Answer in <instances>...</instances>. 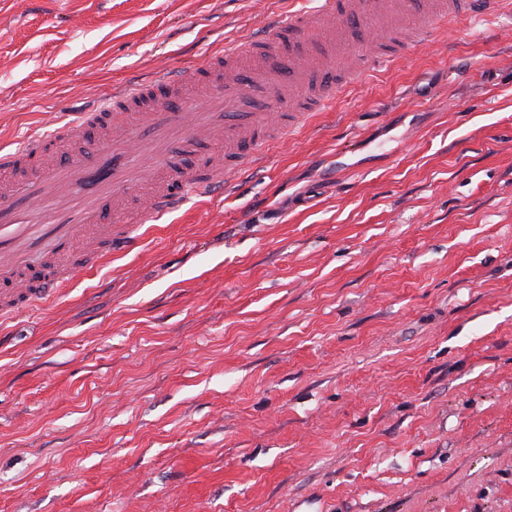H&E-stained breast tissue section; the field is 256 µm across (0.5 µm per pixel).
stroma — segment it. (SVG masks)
<instances>
[{
	"mask_svg": "<svg viewBox=\"0 0 512 512\" xmlns=\"http://www.w3.org/2000/svg\"><path fill=\"white\" fill-rule=\"evenodd\" d=\"M281 0H0V148ZM512 10L456 20L0 325V512H512Z\"/></svg>",
	"mask_w": 512,
	"mask_h": 512,
	"instance_id": "obj_1",
	"label": "stroma"
}]
</instances>
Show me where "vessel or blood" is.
Returning <instances> with one entry per match:
<instances>
[{
	"instance_id": "obj_1",
	"label": "vessel or blood",
	"mask_w": 512,
	"mask_h": 512,
	"mask_svg": "<svg viewBox=\"0 0 512 512\" xmlns=\"http://www.w3.org/2000/svg\"><path fill=\"white\" fill-rule=\"evenodd\" d=\"M505 2L319 0L312 12L289 8L187 75L130 83L70 121L53 116L52 131L0 152V321L132 245L146 219L226 185L299 118L368 74L374 58L356 48L364 25L403 52ZM193 141L208 150L187 165L176 146Z\"/></svg>"
}]
</instances>
